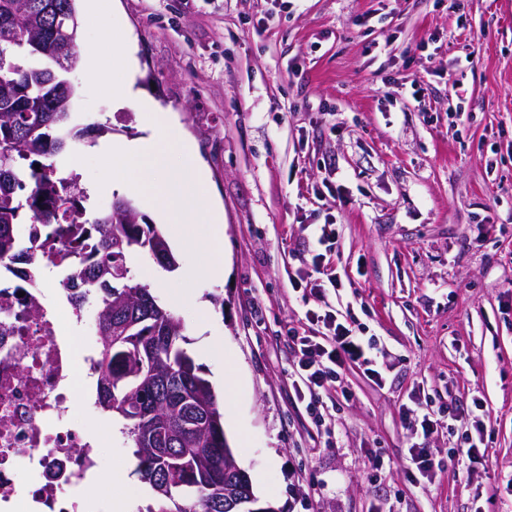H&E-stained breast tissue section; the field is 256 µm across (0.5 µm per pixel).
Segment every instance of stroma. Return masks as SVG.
Wrapping results in <instances>:
<instances>
[{
	"label": "stroma",
	"instance_id": "35a3bbf8",
	"mask_svg": "<svg viewBox=\"0 0 512 512\" xmlns=\"http://www.w3.org/2000/svg\"><path fill=\"white\" fill-rule=\"evenodd\" d=\"M80 66L67 163L87 208L133 202L171 237L175 270L133 254L184 326L255 495L276 512H512V0H115L133 49L132 89L195 145L222 216L224 276L188 283L211 224H162L137 188L96 192L101 144L146 136L141 113L91 98V18L78 4ZM457 89H450L449 79ZM335 221L331 262L350 310L387 357L382 383L341 374L333 447L289 397L288 325L309 308L289 282ZM209 317L194 331L198 303ZM223 351L207 348L210 337ZM433 407L481 399L488 448L463 471L446 425L431 478L408 477L415 394ZM101 512H136L145 484L104 446Z\"/></svg>",
	"mask_w": 512,
	"mask_h": 512
}]
</instances>
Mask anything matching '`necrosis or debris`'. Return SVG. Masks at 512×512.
<instances>
[{"instance_id":"necrosis-or-debris-1","label":"necrosis or debris","mask_w":512,"mask_h":512,"mask_svg":"<svg viewBox=\"0 0 512 512\" xmlns=\"http://www.w3.org/2000/svg\"><path fill=\"white\" fill-rule=\"evenodd\" d=\"M48 268L0 259V512H90L75 494L102 468L86 433L95 309H76L62 282L48 294Z\"/></svg>"}]
</instances>
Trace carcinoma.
<instances>
[{
	"label": "carcinoma",
	"instance_id": "1",
	"mask_svg": "<svg viewBox=\"0 0 512 512\" xmlns=\"http://www.w3.org/2000/svg\"><path fill=\"white\" fill-rule=\"evenodd\" d=\"M78 0H0V258L26 252L12 225L53 224L51 234L88 226L95 247L78 254L73 305L95 306L101 377L95 405L122 425L148 486L138 512H225L234 455H224V415L212 383L182 347L184 326L127 263L140 251L166 271L176 260L162 230L131 202L87 215L86 196L65 174L76 90ZM44 200H39V197Z\"/></svg>",
	"mask_w": 512,
	"mask_h": 512
}]
</instances>
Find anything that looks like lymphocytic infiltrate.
I'll return each mask as SVG.
<instances>
[{
	"instance_id": "f902f5d3",
	"label": "lymphocytic infiltrate",
	"mask_w": 512,
	"mask_h": 512,
	"mask_svg": "<svg viewBox=\"0 0 512 512\" xmlns=\"http://www.w3.org/2000/svg\"><path fill=\"white\" fill-rule=\"evenodd\" d=\"M300 266L291 280L293 288L303 296L314 297L316 308L307 310L310 327L302 331L297 327L287 330L288 341L294 354V369L288 380V389L294 401L304 404L316 426L331 430L332 419L328 400L334 399L340 372L354 365L362 368L374 380H381L379 360L384 352L374 339L355 334L342 312L327 299L329 289H337L341 281L327 261L326 254L309 252L299 258ZM485 406L474 401L472 408H461L456 402L448 404V431L458 437L466 449L468 463L484 457L486 425L481 416ZM406 418H419L415 440L409 447L411 477H429L435 461L429 450V440L437 425L428 400H417L414 407L405 408Z\"/></svg>"
}]
</instances>
